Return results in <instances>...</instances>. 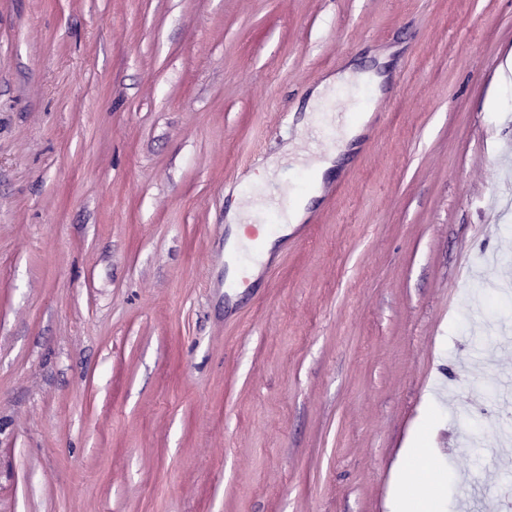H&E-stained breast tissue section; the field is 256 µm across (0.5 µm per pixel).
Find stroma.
<instances>
[{
	"label": "stroma",
	"mask_w": 512,
	"mask_h": 512,
	"mask_svg": "<svg viewBox=\"0 0 512 512\" xmlns=\"http://www.w3.org/2000/svg\"><path fill=\"white\" fill-rule=\"evenodd\" d=\"M511 54L512 0H0V512H390L415 439L498 505ZM350 68L388 123L225 317L229 174Z\"/></svg>",
	"instance_id": "stroma-1"
}]
</instances>
